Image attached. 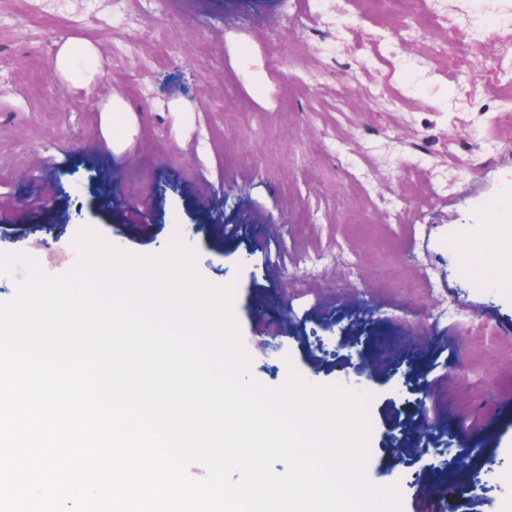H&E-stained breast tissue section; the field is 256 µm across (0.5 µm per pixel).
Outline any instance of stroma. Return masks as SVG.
Returning a JSON list of instances; mask_svg holds the SVG:
<instances>
[{
    "label": "stroma",
    "mask_w": 512,
    "mask_h": 512,
    "mask_svg": "<svg viewBox=\"0 0 512 512\" xmlns=\"http://www.w3.org/2000/svg\"><path fill=\"white\" fill-rule=\"evenodd\" d=\"M417 8L0 0V252L59 275L84 227L141 255L187 243L234 286L255 380L366 387V475L402 512H512V255L467 268L512 238V0H429L442 22L394 34ZM87 39L97 57L63 79L59 48ZM422 403L447 423L432 475L393 452Z\"/></svg>",
    "instance_id": "stroma-1"
}]
</instances>
